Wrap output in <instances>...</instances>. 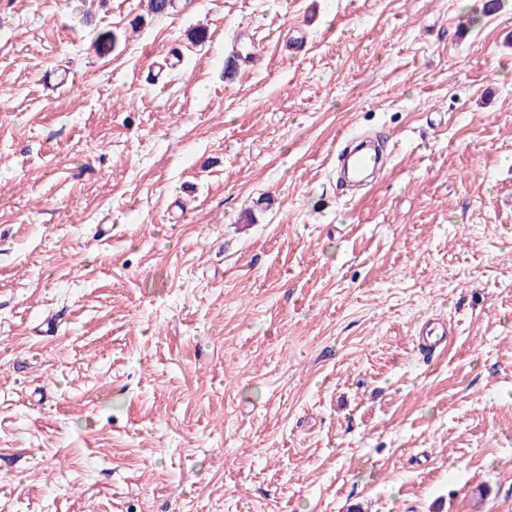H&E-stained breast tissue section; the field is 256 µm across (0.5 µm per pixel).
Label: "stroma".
Masks as SVG:
<instances>
[{"mask_svg": "<svg viewBox=\"0 0 512 512\" xmlns=\"http://www.w3.org/2000/svg\"><path fill=\"white\" fill-rule=\"evenodd\" d=\"M484 3L0 0V512H512ZM346 168L356 182H362L367 173H374L383 167V158L379 151L364 141H357L344 154ZM420 333L422 336H427L426 341L424 340L423 347L420 348V352L424 356H428V357L432 358L436 354V352L442 350L443 348H445L447 346L448 329L443 325H440V327H439L432 323L431 324L426 323L423 326V328L421 329ZM428 336H430V337L440 336V337H438L435 340L429 341Z\"/></svg>", "mask_w": 512, "mask_h": 512, "instance_id": "obj_1", "label": "stroma"}]
</instances>
